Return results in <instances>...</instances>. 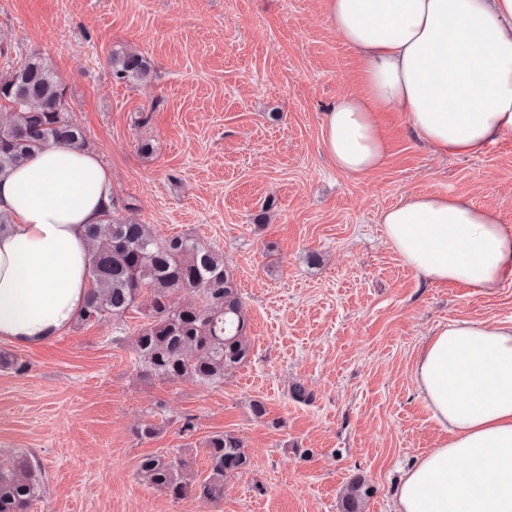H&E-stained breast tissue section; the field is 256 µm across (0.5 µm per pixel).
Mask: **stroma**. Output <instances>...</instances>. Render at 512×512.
Returning <instances> with one entry per match:
<instances>
[{"label":"stroma","mask_w":512,"mask_h":512,"mask_svg":"<svg viewBox=\"0 0 512 512\" xmlns=\"http://www.w3.org/2000/svg\"><path fill=\"white\" fill-rule=\"evenodd\" d=\"M119 46L149 61L148 80L113 79ZM34 51L125 201L119 218L223 255L251 355L214 386L142 374L140 309L40 344L0 339L29 366L0 368V461L24 451L42 465L29 512H341L356 478L373 489L364 512H394L403 471L446 438L414 381L426 339L459 319L512 320V277L484 294L430 282L380 217L407 195L449 193L512 232V132L495 151L455 157L382 112L385 164L338 171L323 117L361 92V62L322 0H0V68ZM146 423L155 438L137 437ZM224 432L250 465L219 501L176 499L137 474L140 457L176 454L203 479L205 443Z\"/></svg>","instance_id":"1"}]
</instances>
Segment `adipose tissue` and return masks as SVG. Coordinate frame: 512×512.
I'll return each mask as SVG.
<instances>
[{
	"mask_svg": "<svg viewBox=\"0 0 512 512\" xmlns=\"http://www.w3.org/2000/svg\"><path fill=\"white\" fill-rule=\"evenodd\" d=\"M363 64V95L323 119V147L349 176L379 168L378 110L402 113L426 145L477 155L512 131V0H324ZM97 156L49 146L0 175V338L41 343L73 321L88 291L87 227L111 204ZM404 263L480 294L512 275V233L495 210L410 194L382 215ZM415 382L446 438L407 470L395 512H512V322L438 329Z\"/></svg>",
	"mask_w": 512,
	"mask_h": 512,
	"instance_id": "adipose-tissue-1",
	"label": "adipose tissue"
}]
</instances>
